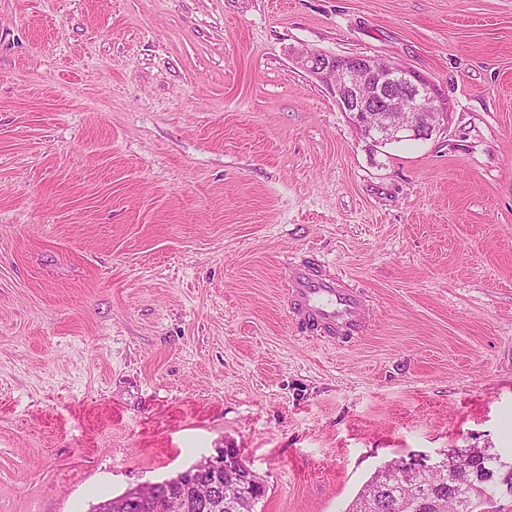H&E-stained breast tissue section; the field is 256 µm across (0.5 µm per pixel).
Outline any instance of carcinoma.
<instances>
[{
    "mask_svg": "<svg viewBox=\"0 0 512 512\" xmlns=\"http://www.w3.org/2000/svg\"><path fill=\"white\" fill-rule=\"evenodd\" d=\"M445 462L468 469L461 481L455 470L436 465L430 469H407L401 461L379 466L356 496L347 512H479L497 492L512 496V461L503 460L487 448H467L442 454ZM203 479L190 466L176 474L164 491L190 496L189 512H254L260 497L252 500H222L223 509L193 498V486ZM92 512H154L149 502L128 506V495L98 502Z\"/></svg>",
    "mask_w": 512,
    "mask_h": 512,
    "instance_id": "cac0c4a2",
    "label": "carcinoma"
}]
</instances>
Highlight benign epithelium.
<instances>
[{"instance_id":"7a95c632","label":"benign epithelium","mask_w":512,"mask_h":512,"mask_svg":"<svg viewBox=\"0 0 512 512\" xmlns=\"http://www.w3.org/2000/svg\"><path fill=\"white\" fill-rule=\"evenodd\" d=\"M298 68L326 86L351 124L374 147L403 140H427L448 126L453 112L442 90L421 73L388 58L334 57L319 51L293 54ZM237 455L234 448H218L203 461V469L216 475L210 488L232 484L236 494L257 490L263 484L253 471L240 475L225 468L224 458ZM130 501L151 497L163 502L166 512H184L181 501L161 492V483L131 489Z\"/></svg>"}]
</instances>
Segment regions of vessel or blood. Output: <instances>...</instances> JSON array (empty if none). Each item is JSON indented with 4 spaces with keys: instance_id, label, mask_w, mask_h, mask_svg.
<instances>
[{
    "instance_id": "vessel-or-blood-1",
    "label": "vessel or blood",
    "mask_w": 512,
    "mask_h": 512,
    "mask_svg": "<svg viewBox=\"0 0 512 512\" xmlns=\"http://www.w3.org/2000/svg\"><path fill=\"white\" fill-rule=\"evenodd\" d=\"M288 298L311 331L347 343L364 324L362 293L306 263L289 266Z\"/></svg>"
}]
</instances>
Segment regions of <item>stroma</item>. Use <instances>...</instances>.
I'll return each instance as SVG.
<instances>
[{
  "label": "stroma",
  "mask_w": 512,
  "mask_h": 512,
  "mask_svg": "<svg viewBox=\"0 0 512 512\" xmlns=\"http://www.w3.org/2000/svg\"><path fill=\"white\" fill-rule=\"evenodd\" d=\"M453 105L374 147L293 50ZM341 271L309 336L283 266ZM237 449L255 512L512 460V0H0V512H89ZM288 265V300L306 326L340 344L354 339L364 324L363 294L306 263H285L287 273Z\"/></svg>",
  "instance_id": "35a3bbf8"
}]
</instances>
